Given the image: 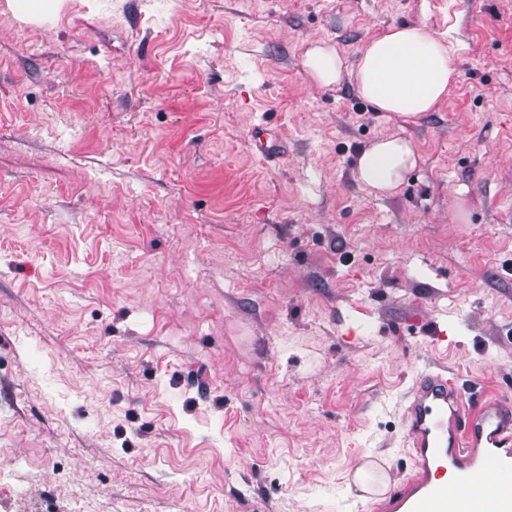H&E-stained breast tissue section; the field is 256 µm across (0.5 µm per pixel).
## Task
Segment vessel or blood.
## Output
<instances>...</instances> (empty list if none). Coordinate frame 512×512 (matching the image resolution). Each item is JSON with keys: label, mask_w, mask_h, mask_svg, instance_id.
Wrapping results in <instances>:
<instances>
[{"label": "vessel or blood", "mask_w": 512, "mask_h": 512, "mask_svg": "<svg viewBox=\"0 0 512 512\" xmlns=\"http://www.w3.org/2000/svg\"><path fill=\"white\" fill-rule=\"evenodd\" d=\"M252 144L267 159L282 153L263 123ZM404 418L416 471L379 498L377 512H512V410L492 397L465 401L447 376L426 372Z\"/></svg>", "instance_id": "vessel-or-blood-1"}]
</instances>
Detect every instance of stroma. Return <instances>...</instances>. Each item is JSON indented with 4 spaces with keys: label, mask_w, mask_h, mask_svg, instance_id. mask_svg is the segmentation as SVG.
<instances>
[{
    "label": "stroma",
    "mask_w": 512,
    "mask_h": 512,
    "mask_svg": "<svg viewBox=\"0 0 512 512\" xmlns=\"http://www.w3.org/2000/svg\"><path fill=\"white\" fill-rule=\"evenodd\" d=\"M415 22L463 42L434 111L307 85ZM424 372L512 407V0H0V512H365ZM62 0H8L10 9L22 18H37L55 12ZM270 131L264 123L254 126L252 144L265 159L279 158L282 153V139L272 135ZM414 142L403 135H388L368 144L355 165V179L364 188L380 194H393L405 174L418 164Z\"/></svg>",
    "instance_id": "stroma-1"
}]
</instances>
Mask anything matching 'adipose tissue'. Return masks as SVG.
<instances>
[{"instance_id": "1", "label": "adipose tissue", "mask_w": 512, "mask_h": 512, "mask_svg": "<svg viewBox=\"0 0 512 512\" xmlns=\"http://www.w3.org/2000/svg\"><path fill=\"white\" fill-rule=\"evenodd\" d=\"M460 49V40L451 32L437 34L423 23L392 25L368 41L351 65L333 45L314 42L304 53L303 68L318 87L352 79L357 94L376 111L407 122L433 111L447 97L458 77ZM418 160L409 137L388 135L361 151L355 179L368 190L392 194Z\"/></svg>"}]
</instances>
